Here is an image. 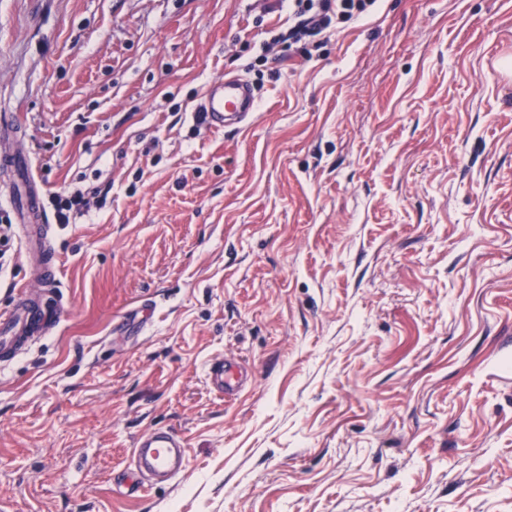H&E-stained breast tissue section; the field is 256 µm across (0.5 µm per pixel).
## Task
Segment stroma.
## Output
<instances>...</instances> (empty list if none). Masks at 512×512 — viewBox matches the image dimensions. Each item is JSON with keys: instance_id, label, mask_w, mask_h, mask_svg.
Returning <instances> with one entry per match:
<instances>
[{"instance_id": "35a3bbf8", "label": "stroma", "mask_w": 512, "mask_h": 512, "mask_svg": "<svg viewBox=\"0 0 512 512\" xmlns=\"http://www.w3.org/2000/svg\"><path fill=\"white\" fill-rule=\"evenodd\" d=\"M288 0H0V149L98 191L39 275L6 197L8 512H512V0H378L301 44ZM258 94L211 130L208 85ZM232 359L235 400L210 382ZM185 466L119 492L137 440ZM24 286L14 306L0 312V356L2 361L12 357L20 343L28 336L44 334L55 327L57 321L45 320L32 304ZM210 379L215 388L224 394V399L232 398L243 388L247 372L239 362L225 360L224 363L215 364L212 367Z\"/></svg>"}]
</instances>
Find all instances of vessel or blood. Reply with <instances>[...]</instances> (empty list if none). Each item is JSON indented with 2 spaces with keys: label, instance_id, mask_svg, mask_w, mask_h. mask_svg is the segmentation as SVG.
Listing matches in <instances>:
<instances>
[{
  "label": "vessel or blood",
  "instance_id": "1",
  "mask_svg": "<svg viewBox=\"0 0 512 512\" xmlns=\"http://www.w3.org/2000/svg\"><path fill=\"white\" fill-rule=\"evenodd\" d=\"M255 107L256 94L251 83L238 76H227L208 86L199 110L207 125L220 131L228 123H244ZM55 325V320L43 318L27 290H20L16 304L0 311V357H12L24 339L46 333ZM210 378L215 388L230 398L243 388L247 372L239 362L227 360L213 366ZM184 447L183 438L170 429L158 428L140 437L133 451V479L178 475L184 465Z\"/></svg>",
  "mask_w": 512,
  "mask_h": 512
}]
</instances>
